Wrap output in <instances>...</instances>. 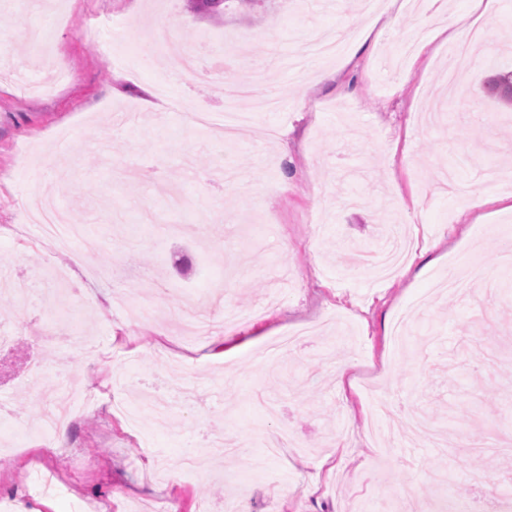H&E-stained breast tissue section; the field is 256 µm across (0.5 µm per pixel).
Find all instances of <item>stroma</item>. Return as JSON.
Masks as SVG:
<instances>
[{"mask_svg": "<svg viewBox=\"0 0 512 512\" xmlns=\"http://www.w3.org/2000/svg\"><path fill=\"white\" fill-rule=\"evenodd\" d=\"M38 8L0 0V68L37 75L45 60L72 78L49 96L0 81V283L27 284L31 299L0 296V512H206L237 496L250 512H432L464 503L476 473L512 487L511 242L493 232L512 211L473 210L442 183L492 165L512 171V109L491 98L492 66L512 68V0L484 17L482 66L466 96L443 79L449 46L404 55L410 36L445 25L403 0L393 27L374 25L362 0H228L216 25L197 0H74ZM180 45L233 51L232 75L275 91L234 140L215 128L238 111L206 80L173 85L168 111L155 82L164 48L143 67L141 47L161 21ZM50 24L31 55L23 30ZM357 34L339 60L320 63L305 104L293 95L289 56L304 35ZM134 40L102 53L115 30ZM169 117L155 122L154 115ZM395 155L386 169L384 155ZM86 226L56 250L26 204L39 188ZM418 247L398 274L367 287L369 266L393 229ZM480 253L474 295L434 294L453 253ZM360 267L351 276L350 265ZM424 308L396 342L397 316ZM252 317L222 345L191 343L181 311ZM302 325L305 343L269 341ZM354 366L338 377L343 358ZM68 392L79 412L66 447L37 437L43 404ZM288 429L302 453H267ZM69 490L33 491L39 471Z\"/></svg>", "mask_w": 512, "mask_h": 512, "instance_id": "35a3bbf8", "label": "stroma"}]
</instances>
